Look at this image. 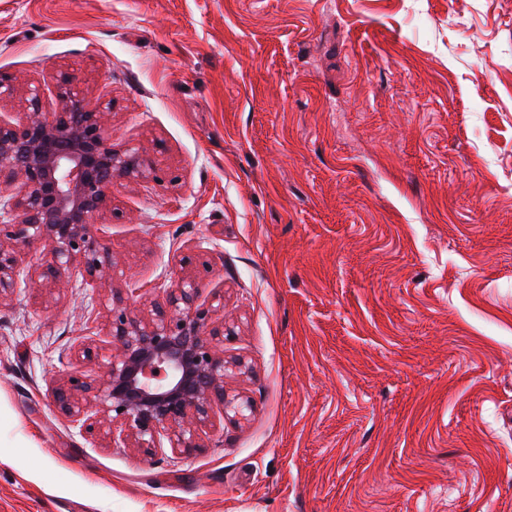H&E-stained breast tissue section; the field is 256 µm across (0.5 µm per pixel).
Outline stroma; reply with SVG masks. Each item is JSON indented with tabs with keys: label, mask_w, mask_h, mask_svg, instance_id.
<instances>
[{
	"label": "stroma",
	"mask_w": 512,
	"mask_h": 512,
	"mask_svg": "<svg viewBox=\"0 0 512 512\" xmlns=\"http://www.w3.org/2000/svg\"><path fill=\"white\" fill-rule=\"evenodd\" d=\"M61 69L156 170L110 287L0 303V512H512V0H0V76ZM185 255L245 417L90 443L49 384Z\"/></svg>",
	"instance_id": "stroma-1"
}]
</instances>
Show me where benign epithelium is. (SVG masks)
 <instances>
[{"instance_id": "benign-epithelium-1", "label": "benign epithelium", "mask_w": 512, "mask_h": 512, "mask_svg": "<svg viewBox=\"0 0 512 512\" xmlns=\"http://www.w3.org/2000/svg\"><path fill=\"white\" fill-rule=\"evenodd\" d=\"M57 110L41 111V94L28 89L26 119H0V301L24 277L46 290L78 273L106 283L112 260L91 224L111 207L112 184L153 177L147 152L116 149L105 136L109 113L89 107L71 73L56 79ZM39 243L43 263L26 264L20 246ZM224 290L201 298L196 279L177 274L164 301L147 315L116 302L103 327L88 328L70 348V368L48 395L60 414L91 440H112L150 452L169 443L174 452L201 448V434L216 426L215 408L243 413L227 398L224 373L241 361L224 359ZM113 347L101 373L84 368L102 346ZM123 411H118V408Z\"/></svg>"}]
</instances>
